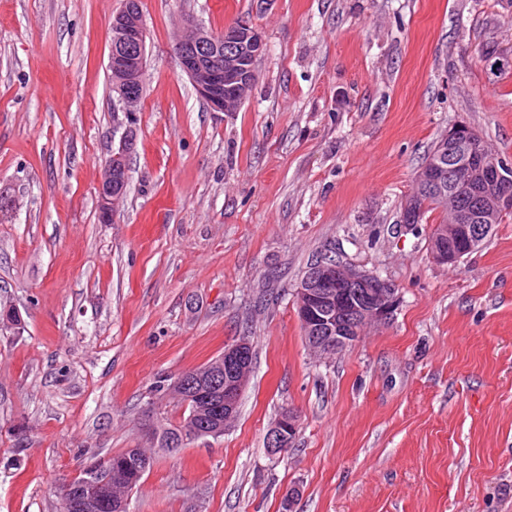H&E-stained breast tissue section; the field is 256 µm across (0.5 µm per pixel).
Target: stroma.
I'll return each mask as SVG.
<instances>
[{
  "label": "stroma",
  "instance_id": "obj_1",
  "mask_svg": "<svg viewBox=\"0 0 512 512\" xmlns=\"http://www.w3.org/2000/svg\"><path fill=\"white\" fill-rule=\"evenodd\" d=\"M121 5L0 0V304L21 319L0 331V512H60L88 453L182 420L158 381L241 339L235 421L157 451L129 512H512V220L454 267L431 259L430 224L401 221L450 127L512 164V0H142L145 93L105 224ZM186 18L261 33L238 111H210L181 72ZM323 254L400 303L319 359L294 294ZM286 409L295 444L268 455ZM129 132L122 133L118 146L112 149V153L103 164V172L98 184V206L103 223L115 222L118 215L115 203L123 195V174L126 171L132 145Z\"/></svg>",
  "mask_w": 512,
  "mask_h": 512
}]
</instances>
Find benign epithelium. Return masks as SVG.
<instances>
[{
	"instance_id": "1",
	"label": "benign epithelium",
	"mask_w": 512,
	"mask_h": 512,
	"mask_svg": "<svg viewBox=\"0 0 512 512\" xmlns=\"http://www.w3.org/2000/svg\"><path fill=\"white\" fill-rule=\"evenodd\" d=\"M124 0L112 17L108 66L112 76L114 111L130 121L141 110L147 68V29L144 17ZM179 66L198 96L213 112H235L256 79L254 67L246 58L259 57L265 43L258 30L246 22L228 26L215 35L192 20L182 22L174 37ZM131 137L124 132L118 146L106 158L98 184L101 221L112 223L118 211L115 203L123 195ZM422 190L430 193L444 208L448 193L470 199L448 211V220L431 231L430 254L440 265H456L477 250L493 227L512 213V167L487 154L477 132L459 123L437 141L427 164L417 173ZM419 221L417 196L405 198L402 223ZM296 313L307 348L318 356L330 355L358 342L369 326L387 325L397 309L396 289L377 275L336 260L314 263L295 294ZM251 344L242 339L224 347L220 370L203 374L187 372L180 390L200 405L204 417L217 421L224 414V425L234 421L239 400L247 385L251 365ZM299 430L298 415L288 409L276 418L266 435V448L272 454L293 446ZM100 477L74 476L60 488L68 512H96L104 501Z\"/></svg>"
}]
</instances>
